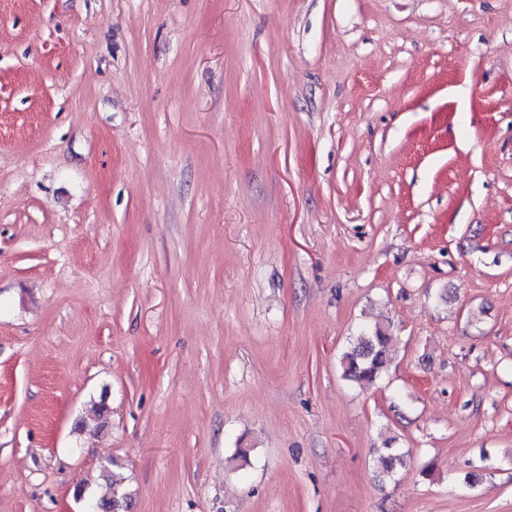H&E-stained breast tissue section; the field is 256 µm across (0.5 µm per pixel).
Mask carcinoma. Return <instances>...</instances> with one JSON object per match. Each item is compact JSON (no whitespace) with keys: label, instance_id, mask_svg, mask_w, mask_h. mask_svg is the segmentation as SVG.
I'll use <instances>...</instances> for the list:
<instances>
[{"label":"carcinoma","instance_id":"cac0c4a2","mask_svg":"<svg viewBox=\"0 0 512 512\" xmlns=\"http://www.w3.org/2000/svg\"><path fill=\"white\" fill-rule=\"evenodd\" d=\"M392 336L390 324L376 323L361 328L350 347L342 354L340 363L344 376L356 383H371L385 370L390 361ZM395 438L387 437L382 447L377 449L381 464V477L389 478L398 465L403 463L402 456L393 447ZM128 495L121 492V479L112 476V496L94 501V512H114L116 506L127 504Z\"/></svg>","mask_w":512,"mask_h":512}]
</instances>
